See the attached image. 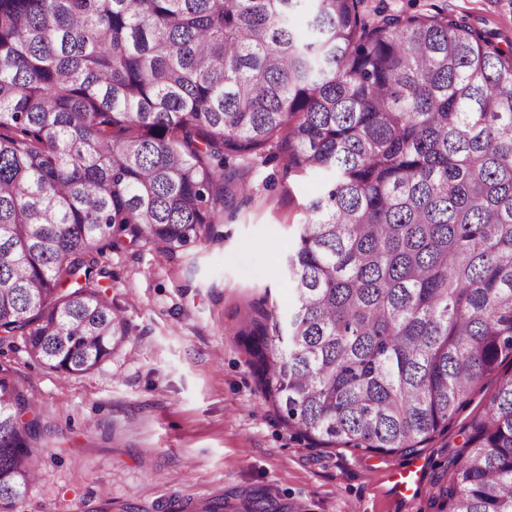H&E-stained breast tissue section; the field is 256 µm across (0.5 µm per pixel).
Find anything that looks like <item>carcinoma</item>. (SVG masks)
I'll use <instances>...</instances> for the list:
<instances>
[{
  "instance_id": "1",
  "label": "carcinoma",
  "mask_w": 512,
  "mask_h": 512,
  "mask_svg": "<svg viewBox=\"0 0 512 512\" xmlns=\"http://www.w3.org/2000/svg\"><path fill=\"white\" fill-rule=\"evenodd\" d=\"M0 0V345L72 376L128 336L103 258L217 230L276 145L321 172L283 263L288 316L236 332L322 446L412 453L512 359V48L368 0ZM33 398L0 376V512L37 479ZM438 512H512V373Z\"/></svg>"
}]
</instances>
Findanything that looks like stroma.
<instances>
[{"label":"stroma","mask_w":512,"mask_h":512,"mask_svg":"<svg viewBox=\"0 0 512 512\" xmlns=\"http://www.w3.org/2000/svg\"><path fill=\"white\" fill-rule=\"evenodd\" d=\"M385 2L405 14L447 8L512 46V0ZM249 166L250 191L225 210L222 240L173 259L144 242L107 253V297L128 327L111 358L66 376L22 342L0 351V375L39 399L44 426L21 512H72L78 501L84 512H197L208 502L223 512H438L436 483L495 379L413 456L324 447L288 428L235 331L262 299L287 314L282 258L326 176H288L274 148ZM416 457L422 478L401 496L393 478Z\"/></svg>","instance_id":"obj_1"}]
</instances>
